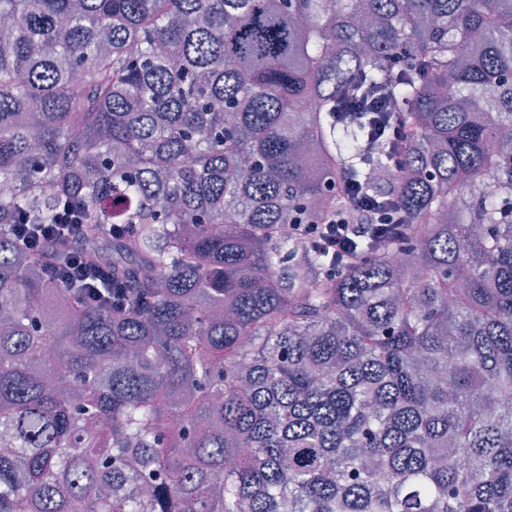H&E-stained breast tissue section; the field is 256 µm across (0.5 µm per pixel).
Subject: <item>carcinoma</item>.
I'll return each instance as SVG.
<instances>
[{"label":"carcinoma","instance_id":"1","mask_svg":"<svg viewBox=\"0 0 512 512\" xmlns=\"http://www.w3.org/2000/svg\"><path fill=\"white\" fill-rule=\"evenodd\" d=\"M0 23V512H512V0ZM353 93L404 113L398 170ZM343 180L405 228L338 268L288 225ZM67 200L108 303L16 236Z\"/></svg>","mask_w":512,"mask_h":512}]
</instances>
